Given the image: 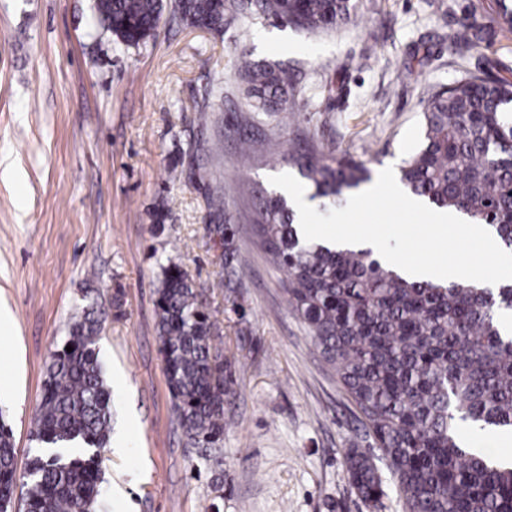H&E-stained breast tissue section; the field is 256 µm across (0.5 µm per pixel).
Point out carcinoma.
I'll use <instances>...</instances> for the list:
<instances>
[{
	"label": "carcinoma",
	"mask_w": 512,
	"mask_h": 512,
	"mask_svg": "<svg viewBox=\"0 0 512 512\" xmlns=\"http://www.w3.org/2000/svg\"><path fill=\"white\" fill-rule=\"evenodd\" d=\"M165 8L164 0L95 2L102 28L126 48L155 37ZM171 11L216 33L247 16L311 30L346 26L356 16L354 0H173ZM241 58L239 76L255 111L279 112L295 99L288 67L251 62L244 51ZM510 105L512 85L504 82L468 79L441 90L422 113V139L403 161L400 181L436 208L490 226L512 250ZM279 156L325 205L370 179L364 163L332 151L291 142ZM260 221L267 253L287 273L288 305L370 427L405 512H512V463L463 446L457 434L460 421L512 433V334L497 318L512 310V282L491 290L416 279L369 250L307 241L281 197L266 201ZM205 293L179 265L162 268L157 333L173 408L187 439L208 448L224 439L234 380L213 343ZM100 332L84 311L50 352L34 420L46 451L30 459L24 476L12 429L0 419V512L12 508L19 487L25 512H94L112 430ZM346 471L364 500L385 494L362 449L347 450Z\"/></svg>",
	"instance_id": "cac0c4a2"
}]
</instances>
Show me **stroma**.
Returning a JSON list of instances; mask_svg holds the SVG:
<instances>
[{
	"instance_id": "stroma-1",
	"label": "stroma",
	"mask_w": 512,
	"mask_h": 512,
	"mask_svg": "<svg viewBox=\"0 0 512 512\" xmlns=\"http://www.w3.org/2000/svg\"><path fill=\"white\" fill-rule=\"evenodd\" d=\"M93 4L0 0V159L15 171L0 178V304L14 316L0 330V416L18 472L37 447L49 351L90 310L112 395L108 512H205L214 501L221 512H405L395 486L371 503L347 478L346 449L386 462L252 231L277 192L271 176L288 167L239 148L275 134L367 161L374 176L400 167L436 91L471 75L512 83L497 0H357L351 24L317 32L244 18L218 36L168 16L129 49L98 29ZM463 27L473 43L456 41ZM242 52L294 72L286 111L249 105ZM218 79L223 107L200 121ZM219 192L220 215L209 206ZM225 222L234 236L215 235ZM171 261L208 284L215 345L247 361L214 459L188 443L159 352L156 289Z\"/></svg>"
}]
</instances>
